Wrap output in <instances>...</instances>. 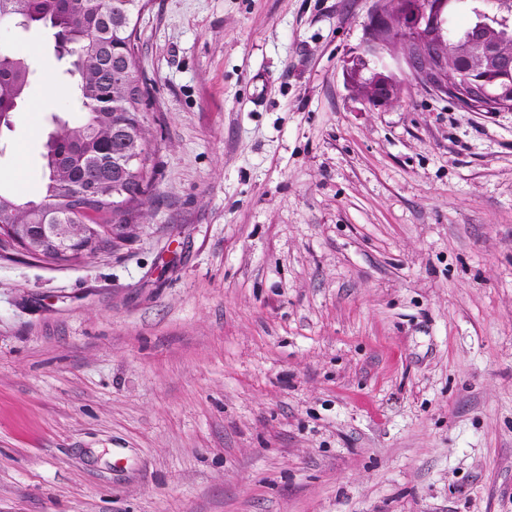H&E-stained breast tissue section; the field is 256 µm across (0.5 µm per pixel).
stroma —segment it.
Here are the masks:
<instances>
[{"label":"stroma","mask_w":512,"mask_h":512,"mask_svg":"<svg viewBox=\"0 0 512 512\" xmlns=\"http://www.w3.org/2000/svg\"><path fill=\"white\" fill-rule=\"evenodd\" d=\"M380 0H150L148 217L0 255V512H512V111L346 85ZM54 34L0 131L33 199Z\"/></svg>","instance_id":"1"}]
</instances>
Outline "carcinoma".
Wrapping results in <instances>:
<instances>
[{
    "label": "carcinoma",
    "instance_id": "carcinoma-1",
    "mask_svg": "<svg viewBox=\"0 0 512 512\" xmlns=\"http://www.w3.org/2000/svg\"><path fill=\"white\" fill-rule=\"evenodd\" d=\"M142 0H0V13L25 18L55 30L65 46L66 89L82 105L76 122L54 113L53 129L41 145L42 189L36 200L0 191V224H84L85 213L73 201L90 196L98 213L96 233L79 253L54 256L52 262L77 263L112 249L109 228L135 224L151 186L148 132L143 99L125 97L115 88L114 63L121 62L127 82L142 85L134 39ZM35 73L33 60L0 48V120L9 128L26 99Z\"/></svg>",
    "mask_w": 512,
    "mask_h": 512
}]
</instances>
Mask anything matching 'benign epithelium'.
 <instances>
[{
  "label": "benign epithelium",
  "instance_id": "obj_1",
  "mask_svg": "<svg viewBox=\"0 0 512 512\" xmlns=\"http://www.w3.org/2000/svg\"><path fill=\"white\" fill-rule=\"evenodd\" d=\"M477 20L465 33L453 61L448 52L439 50V42L448 24V0H387L380 13L367 25V52L371 58L358 57L346 69L345 81L352 92L369 105L380 107L398 98L399 84L392 74L377 66L379 54L399 46L405 62L416 81L440 95L452 94L464 106L479 105L481 109L497 110L512 99V82L497 83L498 74L512 71V50L509 40L497 28L512 26L507 15L485 19L486 13L476 10ZM465 60L467 69L455 85H448L446 69ZM72 224H52L38 237L26 224L0 226V246L9 249L34 244L38 248L55 247L68 237Z\"/></svg>",
  "mask_w": 512,
  "mask_h": 512
}]
</instances>
